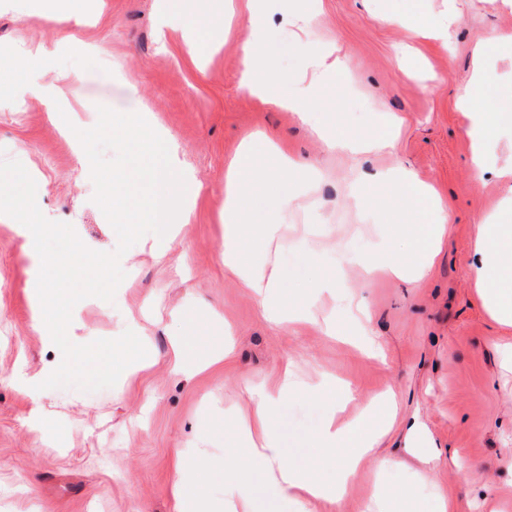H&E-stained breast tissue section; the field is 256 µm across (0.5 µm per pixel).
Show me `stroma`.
<instances>
[{
	"mask_svg": "<svg viewBox=\"0 0 512 512\" xmlns=\"http://www.w3.org/2000/svg\"><path fill=\"white\" fill-rule=\"evenodd\" d=\"M97 6V23L79 26L64 16L42 21L36 0H0V53L38 48L47 59L45 68L0 90V158L25 167L45 218L70 224L90 250L114 252L117 233L95 203L91 173L60 120L97 124L99 107H118L123 82L133 78L155 124L174 136L180 160L193 171L196 213L171 254L182 273L134 244L113 301L92 298L80 315L78 335L87 344L117 338L126 318L137 317L153 366L123 387L48 389L38 403L20 375L53 366L62 353L33 321L21 225L0 213V512H176L177 462L204 450L223 454L236 416L251 409L248 386L272 379L287 363L307 390L280 404L274 429L288 460L318 480L330 478L347 455L343 447L328 456L314 448L337 385L355 388L352 414L376 393L397 396L396 420L378 451L402 457L403 466L380 475L366 458L333 512H363L377 480L409 494L428 463L455 512H483L491 496L512 512V369L504 356L512 328L491 319L471 275L477 224L512 195L498 176L512 167V126L498 131L486 169L476 171L469 119L456 106L470 84L474 34H512V8L501 0H321V34L347 67L319 85L317 118L349 138L392 133V147L364 161L362 172L406 168L443 197L448 228L417 283L371 280L361 266H349L342 300L321 302L315 321L279 328L218 261L224 171L242 141L262 133L286 147L301 163L286 182L289 192L297 206L322 210L324 237L304 243L293 227L288 234L297 246L277 254L295 307L308 304L315 282L335 272L339 251L375 255L389 187L364 181L349 194L350 168L296 113L240 89L238 48L249 36L243 16L225 22L223 46L200 69L181 27L164 24L162 0ZM451 8L450 39L416 36L420 20ZM390 15L407 21L387 23ZM400 46L408 53L401 66ZM266 58L282 90H293L303 67L297 39L273 30ZM57 69L77 73L79 89L55 82ZM194 328L205 350L225 358L173 373L171 339ZM358 335L380 342L384 359L352 345Z\"/></svg>",
	"mask_w": 512,
	"mask_h": 512,
	"instance_id": "1",
	"label": "stroma"
}]
</instances>
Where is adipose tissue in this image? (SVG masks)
<instances>
[{"label": "adipose tissue", "instance_id": "adipose-tissue-1", "mask_svg": "<svg viewBox=\"0 0 512 512\" xmlns=\"http://www.w3.org/2000/svg\"><path fill=\"white\" fill-rule=\"evenodd\" d=\"M240 8L246 15L250 32L239 53L240 88L262 103L299 114L303 121L311 123L314 133L329 149L347 148L348 139L338 136L331 127L317 123L314 112L318 84L344 66L343 61L337 60L335 49L320 42L308 50L305 56L308 77L288 95L282 93L263 54L272 30L269 21L272 13H280L283 26L305 32L309 37L315 35L318 28L315 13L299 5L281 10L273 0H240ZM472 85L473 93L458 96L457 107L471 118L473 163L482 169L487 164L488 142L502 119L494 110L502 92L488 82L479 67L474 70ZM123 101L120 130L128 156L124 168L105 178L102 188L111 195L112 210L118 219L135 215V222L127 226L129 234H139L141 225H150L146 243L157 260L165 262L183 226L194 213L197 202L194 175L190 168L178 163L179 146L174 137L152 127L147 113L142 110L136 82L125 84ZM260 156L281 167L291 164L287 152L271 141L251 137L244 142L241 153L228 164L224 173L221 260L226 270L250 288L268 322L292 325L303 321L308 310L290 307L285 302V283L277 261L259 255L258 250L269 247L274 241L287 245L288 239L282 231L288 226L293 199L268 171L254 170L253 177H246V170L254 169V162ZM379 178L396 183V204L414 211L423 222L414 228L415 243L407 260L393 259L382 247L372 261L365 263V271L370 276L385 271L400 279L418 281L429 268L431 256L447 232L446 209L438 196L416 183L408 173L387 171L380 173ZM260 195L272 204L275 221L265 225L264 238L258 241L248 234L239 218L253 210L255 199ZM473 248L479 257L473 271L474 286L491 317L499 324L512 327V224L499 219L482 222ZM300 389L298 377L289 364L283 365L271 382L249 389L253 416L235 427L233 482L225 488L223 502L215 503L199 490L203 471L223 465L219 457L203 454L198 456L196 465L183 466L177 471L173 495L178 512H248L251 499L244 488L258 471L264 474L266 483L277 495L296 504V512H308L309 505L315 502L331 508L340 503L348 493L350 478L360 462L373 454L380 436L391 426L395 396L389 392L376 394L356 417L349 418L345 412L355 399L354 392L347 385L338 389L336 401L317 437V445L325 449L343 446L348 455L331 479L320 481L286 459L272 430L280 401Z\"/></svg>", "mask_w": 512, "mask_h": 512}]
</instances>
